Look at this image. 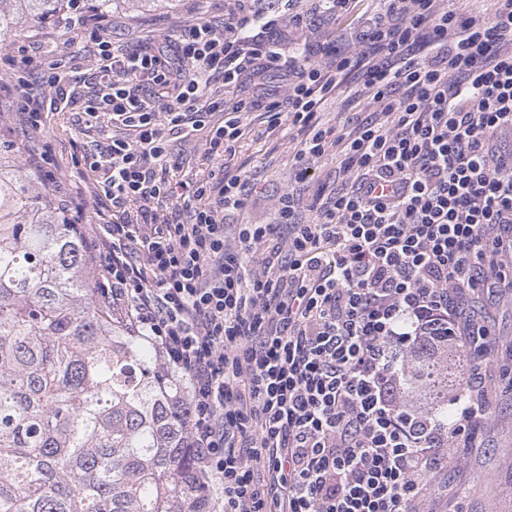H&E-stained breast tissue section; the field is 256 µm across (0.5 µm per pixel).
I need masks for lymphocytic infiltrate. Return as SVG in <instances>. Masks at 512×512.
Wrapping results in <instances>:
<instances>
[{
  "instance_id": "lymphocytic-infiltrate-1",
  "label": "lymphocytic infiltrate",
  "mask_w": 512,
  "mask_h": 512,
  "mask_svg": "<svg viewBox=\"0 0 512 512\" xmlns=\"http://www.w3.org/2000/svg\"><path fill=\"white\" fill-rule=\"evenodd\" d=\"M297 2L234 0L223 30L201 18L156 47L114 45L103 16L79 18L98 56L85 114L134 133L81 154L117 216L87 254L98 295L187 382L212 512H416L493 413L483 369L496 341L466 306L512 270V0L490 14L481 0H378L322 54L285 52L276 35L302 26ZM34 61L28 47L0 55L36 129L45 103L74 93L52 62L48 95H29ZM270 70L282 78L270 124L305 133L296 179L336 152L340 184L308 218L289 189L271 222L231 229L254 182L227 174L195 189L192 223L161 220L157 202L177 192L168 136L208 128L205 155L223 160L253 104L208 89ZM351 73L363 106L338 131L320 114ZM447 334L476 346L445 423L399 391L409 356Z\"/></svg>"
}]
</instances>
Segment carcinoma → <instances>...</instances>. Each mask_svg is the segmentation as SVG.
Here are the masks:
<instances>
[{"label":"carcinoma","instance_id":"carcinoma-1","mask_svg":"<svg viewBox=\"0 0 512 512\" xmlns=\"http://www.w3.org/2000/svg\"><path fill=\"white\" fill-rule=\"evenodd\" d=\"M95 0L102 14L121 2ZM73 0H0V48L24 23L54 22ZM468 359L421 352L418 384L448 416ZM97 300L75 225L0 152V512H208L183 381Z\"/></svg>","mask_w":512,"mask_h":512}]
</instances>
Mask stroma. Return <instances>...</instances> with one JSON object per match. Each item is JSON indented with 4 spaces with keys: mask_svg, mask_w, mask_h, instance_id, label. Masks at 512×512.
<instances>
[{
    "mask_svg": "<svg viewBox=\"0 0 512 512\" xmlns=\"http://www.w3.org/2000/svg\"><path fill=\"white\" fill-rule=\"evenodd\" d=\"M199 18L223 26L224 0H177L176 8L171 10L118 9L108 15L112 23L109 35L114 44L124 46L154 38H173L185 25ZM32 40L45 41L56 58L61 59L64 72L75 82V99L64 110L44 113L40 129H29L8 91L10 73L0 67V127L14 129L9 151L23 163L32 153L51 151L59 180L78 191L87 203L85 223H107L112 213L106 200L97 201L92 196L94 176L74 161L83 147L101 137L99 127H80L74 123L76 113L84 111L86 106L83 80L97 67L96 46L88 34L78 29L23 25L18 43ZM243 124L244 133L231 155L225 156L224 164L229 173L254 176L256 185L245 207L235 215V223L270 222L278 197L289 188L296 189L301 208H308L320 184L333 183L338 158L329 155L316 162V180L296 185L292 158L302 139L297 127L286 121L270 126L259 106L245 114ZM206 135L202 129L188 137L168 141L173 160L169 178L182 187L180 195L165 203L164 214L172 222L190 223L191 210L185 198L191 187L209 181L217 169L204 154ZM475 307L499 341L504 355L502 361L488 368L485 377L493 404L492 419L480 431L475 447L455 449L458 458L455 467L439 472L438 488L422 502L421 512H512V394L504 390L506 372L511 367L506 357L512 354V297L501 293L484 295Z\"/></svg>",
    "mask_w": 512,
    "mask_h": 512,
    "instance_id": "35a3bbf8",
    "label": "stroma"
}]
</instances>
